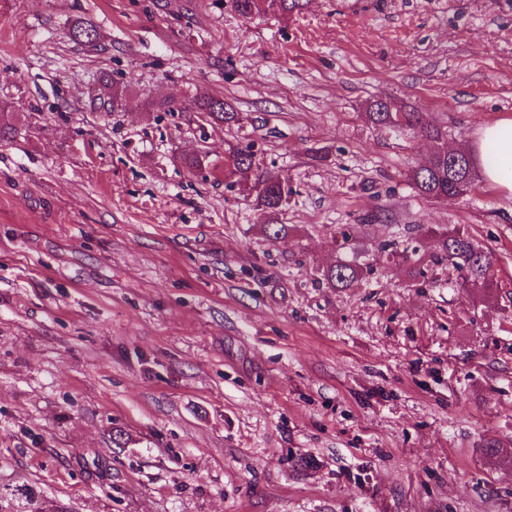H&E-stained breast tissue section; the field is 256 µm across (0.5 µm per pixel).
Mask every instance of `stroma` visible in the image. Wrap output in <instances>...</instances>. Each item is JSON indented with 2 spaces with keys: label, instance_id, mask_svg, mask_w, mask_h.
Returning a JSON list of instances; mask_svg holds the SVG:
<instances>
[{
  "label": "stroma",
  "instance_id": "obj_1",
  "mask_svg": "<svg viewBox=\"0 0 512 512\" xmlns=\"http://www.w3.org/2000/svg\"><path fill=\"white\" fill-rule=\"evenodd\" d=\"M202 94L239 123L157 107ZM379 98L473 149L512 118V0H0L5 501L512 512V456L488 453L512 449V195L419 196L432 144L368 121ZM236 143L293 189L277 240L224 183ZM431 225L495 253V290L434 263ZM340 260L367 276L327 287ZM229 7L243 18L255 13H271L288 16L303 7L302 0H228Z\"/></svg>",
  "mask_w": 512,
  "mask_h": 512
}]
</instances>
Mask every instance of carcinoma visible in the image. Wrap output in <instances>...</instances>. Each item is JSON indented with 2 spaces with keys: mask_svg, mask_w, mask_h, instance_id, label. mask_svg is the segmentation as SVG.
Listing matches in <instances>:
<instances>
[{
  "mask_svg": "<svg viewBox=\"0 0 512 512\" xmlns=\"http://www.w3.org/2000/svg\"><path fill=\"white\" fill-rule=\"evenodd\" d=\"M229 7L243 18L255 13H271L286 16L303 7L302 0H228ZM99 37L98 30L91 22H81L70 31V38L76 43L93 45ZM104 88L100 103L115 105L123 97V93L112 83L108 75L100 77ZM167 112H192L203 122L210 125L231 124L238 121V113L224 99L201 95L192 104L185 106L174 101L159 104ZM366 117L374 124L385 127H401L403 125L416 129L433 145L445 147L446 134L441 127L423 120L418 112H408L391 101H377L370 106ZM254 154L249 146H231L224 154V182L235 185L253 171ZM476 179L473 167L454 165L448 161V154L432 152L425 165L408 172V179L417 193L425 199L444 202L470 191L463 183L465 177ZM248 192L255 194L257 205L269 215L275 217L288 206L292 195L288 180L277 174L264 172L255 177L254 183L247 187ZM427 232L438 238L441 253L434 257L437 263L450 261L465 272V283L484 292L496 287V257L494 253L474 245L469 235L461 229L427 228ZM366 274L363 267L344 261L329 267L324 279L331 288H347L362 279Z\"/></svg>",
  "mask_w": 512,
  "mask_h": 512,
  "instance_id": "obj_1",
  "label": "carcinoma"
}]
</instances>
